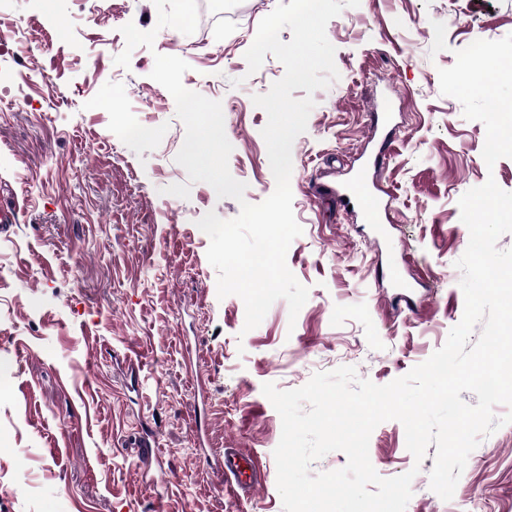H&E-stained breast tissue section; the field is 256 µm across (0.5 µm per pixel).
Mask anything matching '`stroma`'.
Wrapping results in <instances>:
<instances>
[{
	"instance_id": "obj_1",
	"label": "stroma",
	"mask_w": 512,
	"mask_h": 512,
	"mask_svg": "<svg viewBox=\"0 0 512 512\" xmlns=\"http://www.w3.org/2000/svg\"><path fill=\"white\" fill-rule=\"evenodd\" d=\"M279 2L198 0L185 35L157 28L154 0H0V204H24L0 231V512H284L282 422L263 384L295 389L351 366L385 385L460 322L458 201L490 177L512 192V158L486 165L484 125L442 95L438 71L512 34V0H360L328 22L339 77L311 95L291 150L303 232L286 263L308 299L294 319L275 301L248 331L242 299L217 296L197 222L234 219L275 189L252 98L285 69L269 54L249 72L245 53ZM130 22L157 35L123 68ZM158 53L185 60L184 87L221 103L243 201L189 183L177 163L185 126L150 77ZM385 109L383 148L372 124ZM363 170L391 210L329 192ZM184 183L188 198L168 194ZM228 448L254 454L260 486L227 483L216 459ZM435 453L415 461L395 420L369 440L381 477L413 472L406 512H512V423L481 439L448 501L430 488Z\"/></svg>"
}]
</instances>
